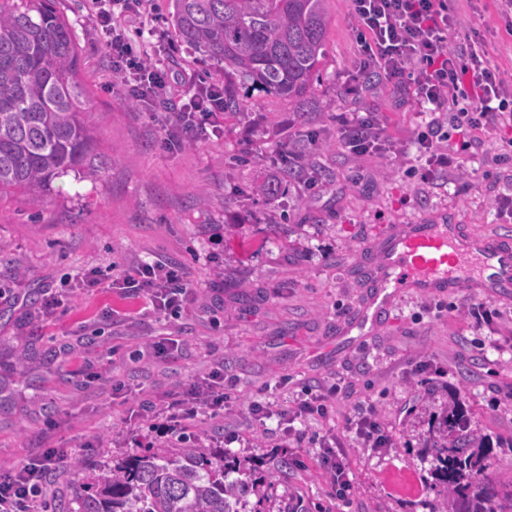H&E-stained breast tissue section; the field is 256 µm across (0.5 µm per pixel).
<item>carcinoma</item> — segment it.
Masks as SVG:
<instances>
[{
	"label": "carcinoma",
	"instance_id": "obj_1",
	"mask_svg": "<svg viewBox=\"0 0 512 512\" xmlns=\"http://www.w3.org/2000/svg\"><path fill=\"white\" fill-rule=\"evenodd\" d=\"M171 42L235 70L290 103L320 76L329 33L326 0H168ZM79 46L57 0H0V197L19 193L40 208L55 179H96L89 90L78 76ZM264 179L256 194L277 197ZM430 512H512V468L493 460L485 435L468 425L454 396L429 429ZM199 448H151L103 465L69 512H238L249 484Z\"/></svg>",
	"mask_w": 512,
	"mask_h": 512
}]
</instances>
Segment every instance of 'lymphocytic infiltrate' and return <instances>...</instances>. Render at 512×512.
<instances>
[{
	"mask_svg": "<svg viewBox=\"0 0 512 512\" xmlns=\"http://www.w3.org/2000/svg\"><path fill=\"white\" fill-rule=\"evenodd\" d=\"M144 0H88V15L107 39L113 89L135 103L154 106L165 113L161 144L184 145L206 134L224 131V83L203 85L185 80L174 84L167 66L138 51L137 39L156 36V29L136 26L145 11ZM354 33L361 54L359 71L376 74L399 87H412L419 104L432 112L428 124L417 131L414 145L425 156L426 180L448 172L454 160L442 145L441 116L449 111L465 148H481V133L512 129V84L489 67L481 45L472 39L455 40L458 17L446 0H351ZM479 93L480 104L461 106L467 88ZM342 138L356 154L380 151L386 144L384 126L374 115L345 124ZM113 287L129 293H146L157 312L178 313L194 292L178 267L146 262L134 272L112 279ZM332 390L309 392L287 409L280 410L285 439L297 434L296 422L327 417ZM227 400L224 376L216 373L192 383L168 401L142 399L128 421L147 423L162 438L182 437L199 414L217 415ZM324 466L339 495L352 489L349 463L340 434L328 431L323 440ZM59 459L46 449L33 463L0 472V512H49L43 498L44 481L57 473Z\"/></svg>",
	"mask_w": 512,
	"mask_h": 512,
	"instance_id": "obj_1",
	"label": "lymphocytic infiltrate"
}]
</instances>
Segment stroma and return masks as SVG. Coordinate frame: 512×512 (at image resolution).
<instances>
[{
    "label": "stroma",
    "instance_id": "stroma-1",
    "mask_svg": "<svg viewBox=\"0 0 512 512\" xmlns=\"http://www.w3.org/2000/svg\"><path fill=\"white\" fill-rule=\"evenodd\" d=\"M74 26L79 77L89 87V119L105 164L96 180L56 179L31 220L18 197L0 200V469L61 448L59 475L45 498L73 497L90 464L144 454L149 429L131 430L129 407L163 399L178 386L223 370L231 397L223 415L188 430L210 449L224 437L228 459L278 474L267 512H427L429 464L423 438L449 397L463 399L472 427L512 437V301H492L474 323L464 293L427 299L407 292L390 321L360 336L340 332L371 288L370 257L386 226L447 208L476 235H512L495 195L512 189V131L484 136L476 152L448 147L459 166L422 182L425 159L413 138L425 116L411 89L358 75L350 0H327L329 35L319 80L301 106L241 88L224 134L171 151L160 143L161 115L125 101L109 85L104 38L86 0H58ZM457 38L479 40L493 67L512 79V18L495 0H454ZM175 79L223 73V63L180 46L156 49ZM377 113L405 155H355L339 139L347 120ZM306 148L314 183L288 178L268 199L252 185L284 174L288 154ZM155 258L180 265L197 300L175 315L145 295L101 284L79 287V272L109 264L131 271ZM64 304L49 318L47 294ZM179 347L163 358L153 345ZM28 347L31 358L19 362ZM125 389H118V382ZM338 384L330 419L300 425L281 444L277 418L249 409L291 406L306 389ZM374 411L389 444L364 448L347 438L353 491L340 499L321 461L326 431L345 432Z\"/></svg>",
    "mask_w": 512,
    "mask_h": 512
}]
</instances>
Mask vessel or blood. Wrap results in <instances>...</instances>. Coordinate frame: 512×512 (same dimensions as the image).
<instances>
[{
  "label": "vessel or blood",
  "mask_w": 512,
  "mask_h": 512,
  "mask_svg": "<svg viewBox=\"0 0 512 512\" xmlns=\"http://www.w3.org/2000/svg\"><path fill=\"white\" fill-rule=\"evenodd\" d=\"M375 290L349 329L364 332L390 316L399 295L464 292L489 300L512 295V239L470 235L456 215L393 224L380 237Z\"/></svg>",
  "instance_id": "1"
}]
</instances>
